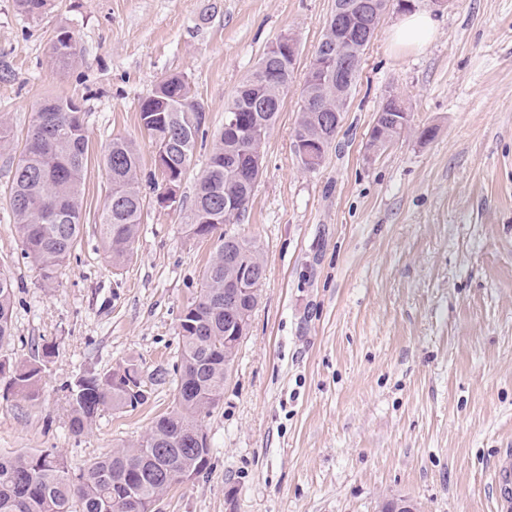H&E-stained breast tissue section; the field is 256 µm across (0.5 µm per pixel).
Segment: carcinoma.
Returning a JSON list of instances; mask_svg holds the SVG:
<instances>
[{"label":"carcinoma","instance_id":"1","mask_svg":"<svg viewBox=\"0 0 512 512\" xmlns=\"http://www.w3.org/2000/svg\"><path fill=\"white\" fill-rule=\"evenodd\" d=\"M349 28L324 25L310 69L327 67L330 76L306 80L293 151L300 166L312 171L321 165L338 134L325 122L330 89L354 70L359 77L362 60L336 52V41H349ZM77 56V45L67 31L52 47L56 66L64 68ZM294 70L280 60L257 64L244 78L224 113L241 119L236 129H221L207 167L198 178L186 215L189 235L213 241L214 250L202 272L201 288L179 319L181 364L174 407L160 416L132 445H122L74 476L66 464L49 452L0 456V512H151L182 476L199 475L210 454L203 420L224 396V369L231 368L238 348L224 337L237 321L251 317L258 304L259 283L237 303L224 301V281L244 267L264 272L261 253L252 240L224 231L239 224L252 199L259 169L253 156L263 151L274 127ZM378 139L389 145L405 134L404 114L395 102L381 104ZM141 128L154 146L155 166L164 170L178 188L186 174L199 135L204 133V108L195 101L184 77L161 80L139 106ZM323 153L313 161L301 148L315 144ZM89 139L81 106L70 98L46 99L35 113L24 157L12 172L10 199L14 224L11 232L22 241L24 257L52 281L66 266L83 227L81 194L87 169ZM110 182L100 223L96 225L107 257L123 263L133 251L142 223L144 202L138 186L140 153L136 143L114 138L104 154ZM14 282L0 268V348L13 336ZM9 373V385L24 400H35L45 372L41 361L10 363L0 360V375ZM69 431L79 437L104 410H135L147 401V390H133L115 370L84 371L65 386Z\"/></svg>","mask_w":512,"mask_h":512}]
</instances>
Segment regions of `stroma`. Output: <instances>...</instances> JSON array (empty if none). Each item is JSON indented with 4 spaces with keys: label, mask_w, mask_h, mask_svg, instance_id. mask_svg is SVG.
<instances>
[{
    "label": "stroma",
    "mask_w": 512,
    "mask_h": 512,
    "mask_svg": "<svg viewBox=\"0 0 512 512\" xmlns=\"http://www.w3.org/2000/svg\"><path fill=\"white\" fill-rule=\"evenodd\" d=\"M332 0H50L41 15L0 0V265L15 284L13 337L0 357L44 359L37 400L0 378V454L50 452L72 473L144 436L171 410L179 318L201 286L211 240L160 202L165 180L139 104L165 77L188 81L206 111L180 194L191 202L224 106L266 47L293 34L299 55L240 235L262 248L260 299L204 421L208 468L157 512H497L493 465L512 449V0H449L437 32L396 51L391 9L365 50L336 141L298 164L292 135ZM68 31L67 69L51 46ZM411 129L368 149L383 99ZM85 111L83 233L58 277L23 259L9 189L41 101ZM140 150L144 215L113 265L96 234L113 137ZM135 364L148 400L106 410L79 438L63 388L79 372ZM77 45L68 31H61L52 47V59L56 66L64 68L77 56Z\"/></svg>",
    "instance_id": "1"
}]
</instances>
